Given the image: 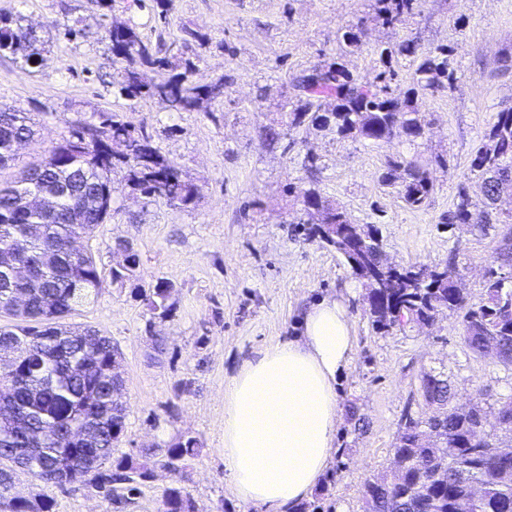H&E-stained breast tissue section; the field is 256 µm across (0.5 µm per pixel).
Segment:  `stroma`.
Wrapping results in <instances>:
<instances>
[{
	"label": "stroma",
	"mask_w": 512,
	"mask_h": 512,
	"mask_svg": "<svg viewBox=\"0 0 512 512\" xmlns=\"http://www.w3.org/2000/svg\"><path fill=\"white\" fill-rule=\"evenodd\" d=\"M368 10L369 0H171L162 20L155 0H108L104 7L98 0H0V13L33 28L44 48L38 67L0 55V104L32 113L36 122L34 140L18 147L14 168L0 177L47 156L75 124L97 123L108 112L145 125L160 152L200 188L195 204L175 207L116 182L111 214L90 242L101 289L70 317L99 329L122 356L119 399L126 417L114 457L141 462L147 449L189 438L198 456L175 474L156 468L140 493L120 488L109 501L83 486L55 487L25 473L15 479L17 495H49L53 512H161L164 489L176 485L199 512H265L231 492L224 378L256 351L300 336L307 307L331 296L349 310L357 349L336 383L337 453L298 512H365L362 487L390 473L405 417L425 422L437 411L422 390L427 373L447 379L451 405L481 410L491 443L512 446V429L497 420L500 407L512 402V363L472 353L452 313L428 327L373 328L361 281L340 254L308 234L288 195L289 187L307 182L304 159L314 154L324 195L355 223L376 225L391 262L454 261L460 288L481 302L489 272L512 275V261L499 254L512 224L451 233L440 218L461 183L479 195L471 159L497 112L512 106V68L502 67L512 56V0H420L403 24L370 23L361 48L340 54L342 29ZM77 19L83 35L66 39L64 26ZM115 23L136 27L151 41L164 36L173 54L194 62L197 83L231 74L214 116L120 95L106 37ZM189 30L206 34L207 43H185ZM406 40L416 42L417 54L400 58L402 84H409L419 56L440 45L449 47L456 75L453 90L419 98L430 125L417 144L370 145L312 127L295 133L288 148L265 140L264 126L284 119L293 72L337 55L360 81L371 82L381 69V49ZM437 154L448 166L434 171L422 207L408 206L381 180L388 158L425 161ZM125 243L139 268L136 278L116 282L112 270ZM160 281L170 287L172 310L165 317L145 300Z\"/></svg>",
	"instance_id": "1"
}]
</instances>
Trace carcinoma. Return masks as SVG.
<instances>
[{
	"label": "carcinoma",
	"instance_id": "carcinoma-1",
	"mask_svg": "<svg viewBox=\"0 0 512 512\" xmlns=\"http://www.w3.org/2000/svg\"><path fill=\"white\" fill-rule=\"evenodd\" d=\"M418 2L374 0L372 20L394 27L414 14ZM368 20L349 25L339 42L360 48ZM106 37L113 57L126 62L116 87L128 99L160 98L178 111L208 112L212 102L224 98L231 75L206 85L195 82L193 61L167 54L163 39L153 43L130 25L109 27ZM416 52L410 40L396 50H381L383 70L373 84L358 82L336 60L302 70L289 80L285 126L264 128L265 138L278 144L311 124L377 145L396 138L416 143L427 126L418 94L445 86L452 90L456 81L448 47L440 45L422 58L410 84L401 86L393 57ZM0 54L37 64L42 48L35 31L0 13ZM99 118L95 127L77 125L40 164L0 183V314L14 318L0 326V512H52L50 499L15 495L17 468L46 484H78L107 497L114 484H127L132 492L153 478L147 462L112 458L125 418L122 402L112 398L123 386L112 341L93 327L64 322L97 295L101 283L91 249L73 253L71 244L91 239L110 215L116 171L130 189L172 206L195 203L199 187L154 146L145 126L104 112ZM32 121L28 112L0 106V169L14 161L16 142L33 136ZM434 165L445 167L447 160L437 155L423 163L399 155L387 160L382 179L398 186L407 204L419 207L433 191ZM305 168L308 187L290 186L288 194L304 211L317 208L319 223L336 225V235L320 241L335 249L362 282L376 329L388 331L406 321L428 324L458 312L472 352L512 362V280L491 273L485 299L476 305L454 286V268L448 265L427 282L415 274L417 263L399 271L386 265L380 244L370 241L349 250L363 226L321 194L314 156L307 157ZM471 168L481 179L482 199L460 187L443 223L451 228L511 224L512 213L501 216L494 202L512 192V106L497 112ZM35 195L54 200L51 214L26 207L24 200ZM17 263L31 267L29 277H14ZM169 290L163 282L153 288L147 298L151 311L163 317L170 312ZM426 393L439 413L424 423L406 421L393 448L401 465L391 476L365 484L366 512H512V457L495 453L480 410L448 408L450 386L442 378L428 380ZM69 429L85 434V442L62 445L58 435ZM198 452L189 438L165 449L158 463L176 472ZM162 502L163 512H197L178 486L167 488Z\"/></svg>",
	"mask_w": 512,
	"mask_h": 512
}]
</instances>
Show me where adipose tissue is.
<instances>
[{
  "instance_id": "1",
  "label": "adipose tissue",
  "mask_w": 512,
  "mask_h": 512,
  "mask_svg": "<svg viewBox=\"0 0 512 512\" xmlns=\"http://www.w3.org/2000/svg\"><path fill=\"white\" fill-rule=\"evenodd\" d=\"M356 351L348 312L311 305L298 338L264 348L224 379V468L235 497L289 512L335 454L338 375Z\"/></svg>"
}]
</instances>
